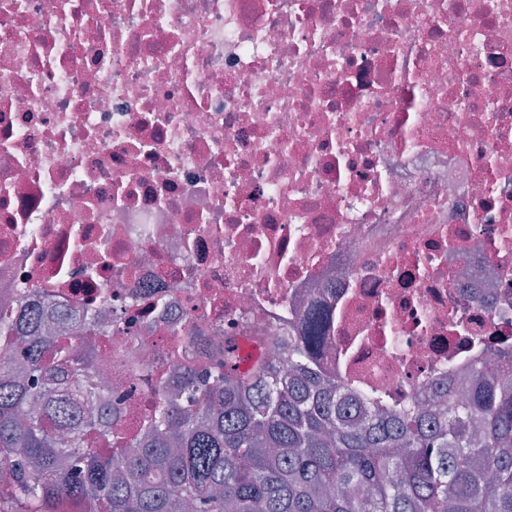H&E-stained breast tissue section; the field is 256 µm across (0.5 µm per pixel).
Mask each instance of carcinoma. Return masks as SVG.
Returning <instances> with one entry per match:
<instances>
[{"mask_svg": "<svg viewBox=\"0 0 512 512\" xmlns=\"http://www.w3.org/2000/svg\"><path fill=\"white\" fill-rule=\"evenodd\" d=\"M328 329L312 305L262 352L233 342L115 431L94 309L1 318L0 494L25 512H512L505 370L393 414L324 370Z\"/></svg>", "mask_w": 512, "mask_h": 512, "instance_id": "1", "label": "carcinoma"}]
</instances>
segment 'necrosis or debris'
<instances>
[{"instance_id":"obj_1","label":"necrosis or debris","mask_w":512,"mask_h":512,"mask_svg":"<svg viewBox=\"0 0 512 512\" xmlns=\"http://www.w3.org/2000/svg\"><path fill=\"white\" fill-rule=\"evenodd\" d=\"M313 303L394 412L512 365V0H0V316L95 308L114 428Z\"/></svg>"}]
</instances>
